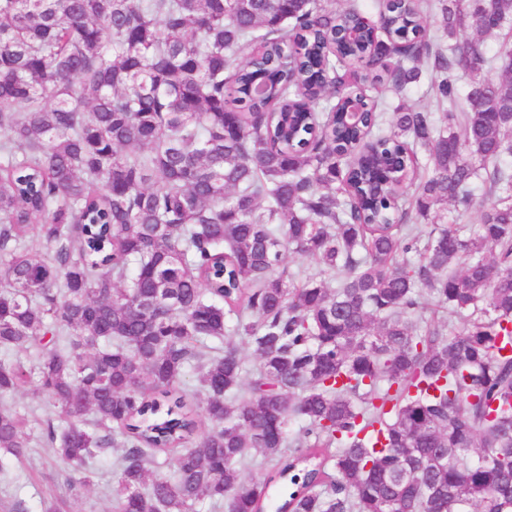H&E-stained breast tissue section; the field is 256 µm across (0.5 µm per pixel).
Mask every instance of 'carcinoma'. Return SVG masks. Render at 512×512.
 <instances>
[{
  "label": "carcinoma",
  "mask_w": 512,
  "mask_h": 512,
  "mask_svg": "<svg viewBox=\"0 0 512 512\" xmlns=\"http://www.w3.org/2000/svg\"><path fill=\"white\" fill-rule=\"evenodd\" d=\"M373 8L406 45L359 3L0 0V402L69 418V489L118 448L113 512H512V0ZM427 74L441 118L386 122ZM26 426L0 405V456Z\"/></svg>",
  "instance_id": "obj_1"
}]
</instances>
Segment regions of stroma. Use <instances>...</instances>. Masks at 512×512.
Masks as SVG:
<instances>
[{
  "instance_id": "obj_1",
  "label": "stroma",
  "mask_w": 512,
  "mask_h": 512,
  "mask_svg": "<svg viewBox=\"0 0 512 512\" xmlns=\"http://www.w3.org/2000/svg\"><path fill=\"white\" fill-rule=\"evenodd\" d=\"M7 404L26 415L31 448L26 458L0 460V512H45L60 500L67 503L64 512H110L117 479L112 457L92 460L88 465L90 485L78 495H70L60 476L62 464L53 456L46 437L47 427L62 430L66 419L33 383L8 399Z\"/></svg>"
}]
</instances>
